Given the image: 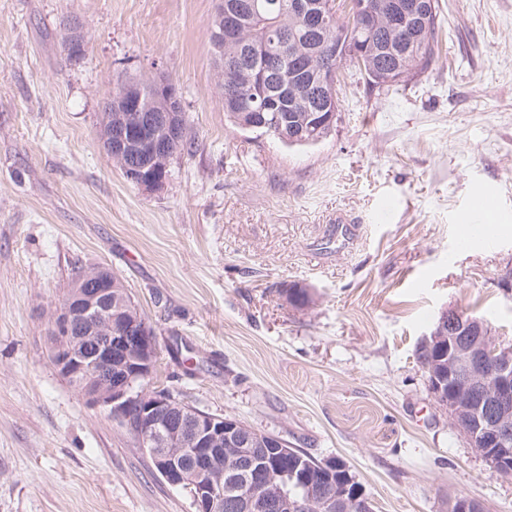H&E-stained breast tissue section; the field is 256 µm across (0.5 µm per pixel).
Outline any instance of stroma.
Segmentation results:
<instances>
[{
    "label": "stroma",
    "mask_w": 512,
    "mask_h": 512,
    "mask_svg": "<svg viewBox=\"0 0 512 512\" xmlns=\"http://www.w3.org/2000/svg\"><path fill=\"white\" fill-rule=\"evenodd\" d=\"M439 5L425 72L387 89L344 67L331 135L289 148L228 121L215 0H0V512H195L53 365L50 317L93 266L155 332L151 388L342 460L374 512L458 495L512 512V475L471 448L417 358L447 309L512 344V0ZM160 74L192 146L145 190L104 150L102 112L118 82ZM484 192L497 241L456 251Z\"/></svg>",
    "instance_id": "obj_1"
}]
</instances>
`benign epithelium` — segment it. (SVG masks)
I'll use <instances>...</instances> for the list:
<instances>
[{"instance_id": "7a95c632", "label": "benign epithelium", "mask_w": 512, "mask_h": 512, "mask_svg": "<svg viewBox=\"0 0 512 512\" xmlns=\"http://www.w3.org/2000/svg\"><path fill=\"white\" fill-rule=\"evenodd\" d=\"M217 5L218 36L234 42L238 7H226L222 0ZM343 8L361 27L375 26L377 13L368 0H346ZM427 8H433L429 0H396L390 9L392 25L416 21ZM294 9L310 32H322L329 14L324 0H294ZM84 51V37L71 32L66 54L77 62ZM152 92L154 99L166 100L167 109H154L126 88L114 95L111 105L122 116L102 137L104 149L128 178L146 190L166 182L171 143L178 139L173 129L178 88L159 77ZM112 290V272L106 269L89 268L77 280L52 319L53 364L60 374L80 378L90 403L122 422L167 484L190 490L196 512H346L360 507L365 492L336 475L346 470L340 463L321 464L314 477L300 458L293 471H285L280 460L295 451L282 437L187 406L167 391L136 387L154 372V331L131 303L123 304L121 316L112 312ZM418 357L434 398L471 445L495 471L512 468V345L496 339L486 324L449 309L421 341ZM226 448L237 449L227 470ZM240 475L248 478L243 487L235 483ZM277 476L307 493L290 496L275 484Z\"/></svg>"}]
</instances>
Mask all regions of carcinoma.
I'll list each match as a JSON object with an SVG mask.
<instances>
[{"label":"carcinoma","instance_id":"cac0c4a2","mask_svg":"<svg viewBox=\"0 0 512 512\" xmlns=\"http://www.w3.org/2000/svg\"><path fill=\"white\" fill-rule=\"evenodd\" d=\"M255 12H244L239 43L219 46L211 38L215 62L219 68L218 88L224 98V112L236 127L260 119L265 121L261 133L288 147L307 146L326 139L334 124L313 116L311 107L320 104L336 109V97L330 88L322 85L319 73L331 70L332 84L340 82L346 61L352 62L375 86H394L409 77L424 72L439 51V4L434 2V13L426 23L396 31L383 22L367 32L358 30L349 15L333 11L330 14L326 39L334 44L348 43L361 46V55L329 60L316 54L312 39L305 33L302 21L291 9V0H256ZM288 36L283 46L273 43L276 33ZM311 66L317 73L315 81H296L299 67ZM396 71L397 80L387 83L384 73ZM265 75L267 95H272L281 82L295 87L296 103L282 111H255L252 102L255 78ZM301 133L295 140L282 135L281 129Z\"/></svg>","mask_w":512,"mask_h":512}]
</instances>
